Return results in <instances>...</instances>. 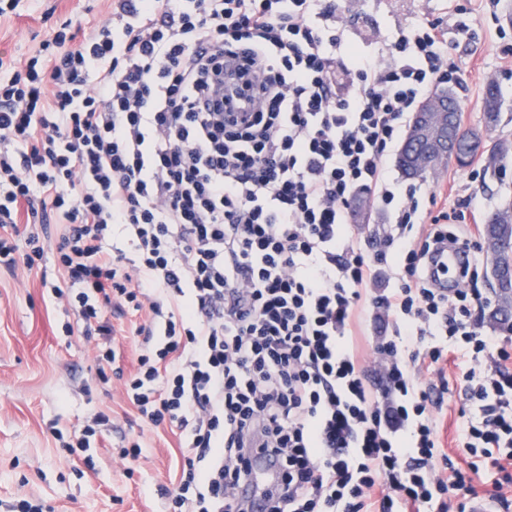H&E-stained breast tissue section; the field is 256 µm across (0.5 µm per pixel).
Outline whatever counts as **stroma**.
<instances>
[{
  "label": "stroma",
  "mask_w": 512,
  "mask_h": 512,
  "mask_svg": "<svg viewBox=\"0 0 512 512\" xmlns=\"http://www.w3.org/2000/svg\"><path fill=\"white\" fill-rule=\"evenodd\" d=\"M109 0H21L16 13L0 17V58L20 60L53 40L62 25L75 39L105 19ZM345 37L365 47L418 21H447L461 8L473 32L464 40L448 32L451 62L462 74L452 86L463 110L461 126L494 140L512 141V0H337ZM502 93L501 118L488 126L483 96L488 83ZM428 190L476 196L477 222L512 203V154L489 165L476 156L471 166L447 164L420 178ZM58 235H51L34 267L0 268V512H12L27 499L50 512H162L158 487H172L181 460L178 437L170 429H145L127 402L117 377L103 381L92 346L66 335L77 313L58 302L52 288L62 279L56 266ZM391 321L363 307L349 344L366 368H374V345ZM105 412L112 425L90 440L89 448L69 452L73 439L93 414ZM141 434L142 456L126 473L116 450L124 437Z\"/></svg>",
  "instance_id": "obj_1"
}]
</instances>
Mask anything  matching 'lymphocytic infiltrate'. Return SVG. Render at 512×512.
I'll list each match as a JSON object with an SVG mask.
<instances>
[{
	"instance_id": "1",
	"label": "lymphocytic infiltrate",
	"mask_w": 512,
	"mask_h": 512,
	"mask_svg": "<svg viewBox=\"0 0 512 512\" xmlns=\"http://www.w3.org/2000/svg\"><path fill=\"white\" fill-rule=\"evenodd\" d=\"M67 39L0 60V266H33L63 225L66 333L99 337L109 363L108 311L137 316L123 386L144 423L179 432L168 508L466 512L483 467L512 512V338L479 330L476 202L425 219L421 186L383 165L422 97L460 80L440 22L372 53L344 40L335 0H112ZM359 192L392 215L365 247L344 232ZM450 242L467 250L452 290L434 265ZM381 266L397 285L368 295ZM366 302L392 319L375 379L348 344ZM452 351L463 467L436 438ZM258 453L272 470L255 483Z\"/></svg>"
}]
</instances>
